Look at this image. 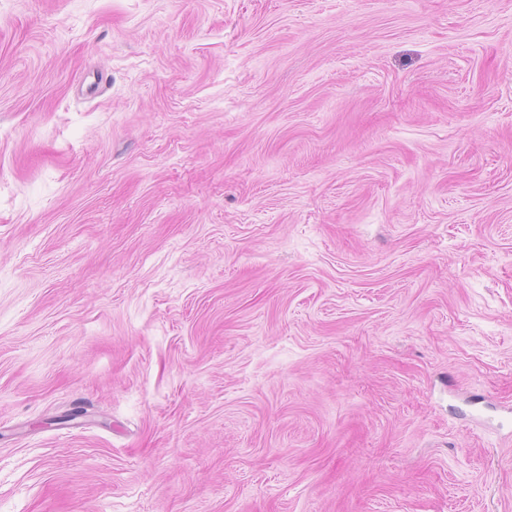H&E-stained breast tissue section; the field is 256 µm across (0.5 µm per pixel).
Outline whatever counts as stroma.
Masks as SVG:
<instances>
[{
    "label": "stroma",
    "instance_id": "obj_1",
    "mask_svg": "<svg viewBox=\"0 0 512 512\" xmlns=\"http://www.w3.org/2000/svg\"><path fill=\"white\" fill-rule=\"evenodd\" d=\"M512 0H0V512H512Z\"/></svg>",
    "mask_w": 512,
    "mask_h": 512
}]
</instances>
